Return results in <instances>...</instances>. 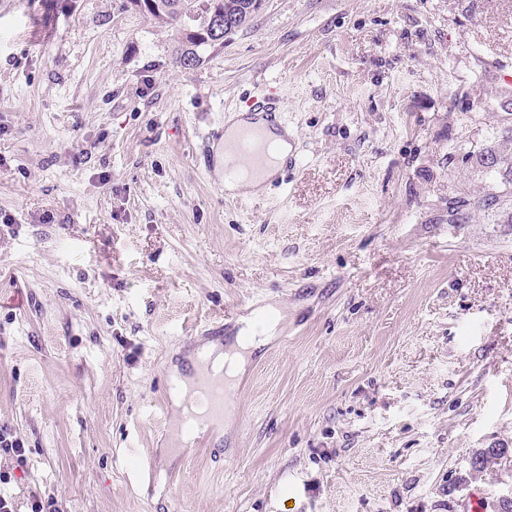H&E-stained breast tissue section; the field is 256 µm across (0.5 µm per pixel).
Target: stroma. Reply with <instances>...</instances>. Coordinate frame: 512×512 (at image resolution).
<instances>
[{"instance_id":"obj_1","label":"stroma","mask_w":512,"mask_h":512,"mask_svg":"<svg viewBox=\"0 0 512 512\" xmlns=\"http://www.w3.org/2000/svg\"><path fill=\"white\" fill-rule=\"evenodd\" d=\"M178 38L128 0H0L18 507L466 512L512 492V195L481 162L512 157V0H264L193 68ZM267 95L293 162L227 193L211 134ZM267 311L228 416L181 444L186 335L229 346ZM487 448L507 455L475 471Z\"/></svg>"}]
</instances>
